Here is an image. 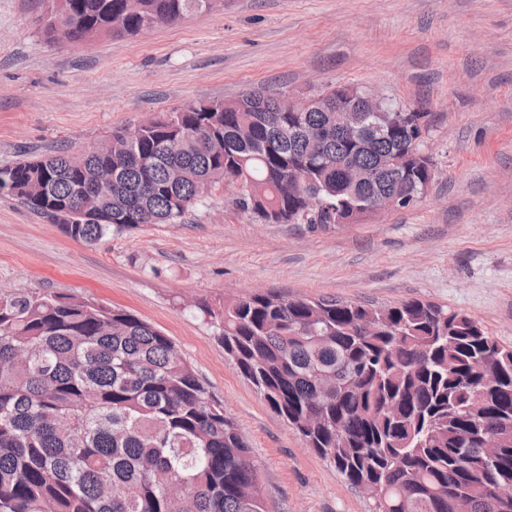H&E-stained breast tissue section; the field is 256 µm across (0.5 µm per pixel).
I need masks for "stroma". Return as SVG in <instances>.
Returning a JSON list of instances; mask_svg holds the SVG:
<instances>
[{"mask_svg":"<svg viewBox=\"0 0 512 512\" xmlns=\"http://www.w3.org/2000/svg\"><path fill=\"white\" fill-rule=\"evenodd\" d=\"M44 0H0V166L79 153L112 130L258 90L351 85L431 115L435 176L416 203L355 224H263L232 184L175 224L83 245L0 194V294L118 305L176 344L250 447L267 512H373L189 312L252 292L468 313L512 345V0H224L136 35L66 45Z\"/></svg>","mask_w":512,"mask_h":512,"instance_id":"obj_1","label":"stroma"}]
</instances>
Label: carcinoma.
Wrapping results in <instances>:
<instances>
[{
	"mask_svg": "<svg viewBox=\"0 0 512 512\" xmlns=\"http://www.w3.org/2000/svg\"><path fill=\"white\" fill-rule=\"evenodd\" d=\"M204 0H51L57 43L136 36L146 21L203 13ZM338 88L300 112L250 91L212 108L139 123L130 144L0 167V187L96 244L142 224H174L204 184L233 183L234 204L264 224H351L382 194L419 196L427 112L359 139L336 126ZM112 164L94 214L79 190ZM359 167L379 172L357 182ZM239 373L374 512H512V346L467 313L411 299L374 307L336 298L242 294L194 305ZM496 357L499 386L473 370ZM493 434L498 448L483 452ZM235 422L175 343L136 315L77 297H0V512H265Z\"/></svg>",
	"mask_w": 512,
	"mask_h": 512,
	"instance_id": "obj_1",
	"label": "carcinoma"
}]
</instances>
